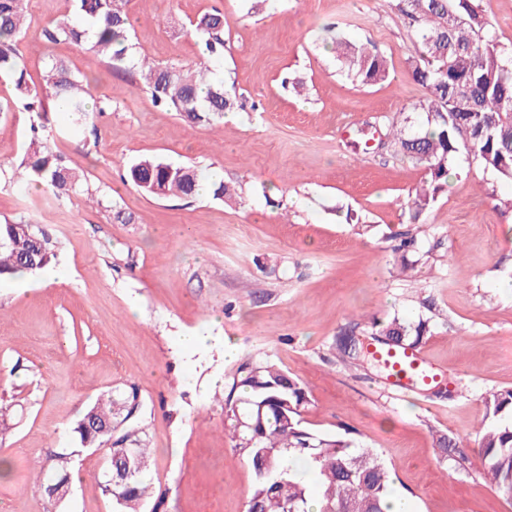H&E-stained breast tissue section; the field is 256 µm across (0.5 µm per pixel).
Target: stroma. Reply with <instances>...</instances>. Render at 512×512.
Here are the masks:
<instances>
[{"label":"stroma","mask_w":512,"mask_h":512,"mask_svg":"<svg viewBox=\"0 0 512 512\" xmlns=\"http://www.w3.org/2000/svg\"><path fill=\"white\" fill-rule=\"evenodd\" d=\"M397 3L132 0L130 39L163 65L202 62L189 22L223 13L224 55L210 66L243 106L213 129L154 106L132 74L84 49L46 45L42 28L71 0H26L19 51L31 78L55 56L110 108L80 126L54 111L0 113V220L44 234L60 274L0 277V403L17 422L0 436V512H114L102 453L75 458L79 478L57 504L42 496L34 463L75 447L88 406L130 384L165 512H245L254 475L232 451L224 398L248 360L302 383L304 426L379 451L416 512H512L476 444L485 396L512 388V182L459 161L414 225L407 203L425 170L391 148L352 144L357 128L424 95ZM338 35L374 45L388 79L364 86L340 72L328 48ZM36 121L82 176L72 198L11 178ZM141 158L196 166L234 187L236 201L148 195L125 180ZM405 235L419 242L406 272L395 251ZM421 316L419 349L443 372L442 395L336 355L352 321L365 337L371 319ZM187 335L204 342L186 351ZM442 435L468 462L449 460Z\"/></svg>","instance_id":"stroma-1"}]
</instances>
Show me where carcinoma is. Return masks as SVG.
Listing matches in <instances>:
<instances>
[{"label": "carcinoma", "mask_w": 512, "mask_h": 512, "mask_svg": "<svg viewBox=\"0 0 512 512\" xmlns=\"http://www.w3.org/2000/svg\"><path fill=\"white\" fill-rule=\"evenodd\" d=\"M74 16L51 21L44 42H67L107 62H128L138 71L152 101L185 114L193 123L216 127L224 112L243 107L208 66L161 67L136 57L129 40L131 0H73ZM409 20L414 80L424 89L413 107L425 121L411 129V117L400 113L384 123L386 140L397 154L424 167L428 178L410 200L412 222L419 221L443 186L455 162L464 155L486 171L512 181V49L497 41L489 20L474 0H399ZM25 0H0V74L9 77L15 98L30 112H43L49 101L58 112L92 114L89 92L60 61L51 58L40 84L29 79L17 49L25 28ZM209 56L224 54V15L207 12L192 23ZM336 61L347 75L366 85L388 77L387 61L370 44L334 41ZM23 161L26 176L56 197L77 193L79 175L53 154L31 125ZM129 179L155 196L189 197L199 174L189 166L144 158L128 168ZM50 261L48 241L22 222H0V276L35 273ZM373 341L381 350L414 348L422 342L428 321L394 318L374 323ZM308 403L301 382L274 363H242L224 399V426L233 451L254 473L246 512H307L316 499L318 512H384L393 494L390 472L371 448H354L334 436L302 425L300 408ZM486 414L478 435L482 470L498 492L512 500V389L485 397ZM143 403L137 387L110 391L89 406L74 429L79 450L105 451L112 483L102 481L115 512H161L164 496L148 479L151 460L141 444L145 433ZM50 451L40 462L36 481L50 502H61L71 490L73 454Z\"/></svg>", "instance_id": "cac0c4a2"}]
</instances>
